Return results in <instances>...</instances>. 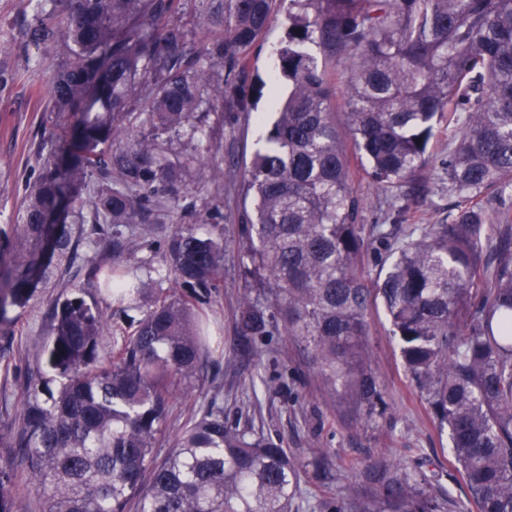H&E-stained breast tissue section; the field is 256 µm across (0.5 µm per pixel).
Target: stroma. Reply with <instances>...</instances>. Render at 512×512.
<instances>
[{
  "label": "stroma",
  "mask_w": 512,
  "mask_h": 512,
  "mask_svg": "<svg viewBox=\"0 0 512 512\" xmlns=\"http://www.w3.org/2000/svg\"><path fill=\"white\" fill-rule=\"evenodd\" d=\"M219 0H176L167 24L183 26L195 47H204L222 35L212 12ZM289 0H276L275 20L248 53L239 82L242 93L256 98L254 106L225 112L223 118L209 116L204 134L190 128L166 135L171 159L191 148L224 171L223 179L207 182L197 171L185 173L184 189L177 201L176 224L155 225L152 233L138 237L136 261H152L163 269L162 254L175 226L224 237V273L208 296L206 326L215 340L203 374L188 388L176 392V412L167 421L166 439L155 448L164 457L171 441L186 421L183 405L202 409L209 403L222 407L230 421L253 433L280 441L288 452L302 460L326 455L332 491L351 494L353 479L348 461H362L385 452L404 459L436 458L442 461L439 482L455 488L456 467L447 453L448 437L429 416L419 392L406 377L399 349L389 336L390 325L383 308L369 317L372 368L383 389L386 410L365 421L356 418L352 406L336 390L324 385L303 345L283 336L269 337L266 344L242 341L235 333L238 299L248 280L244 269L250 260L241 242V218L253 207L244 195L242 181L246 162L264 148L265 136L277 110L276 93H287V81L278 92L269 84L276 74L274 51L280 47L287 26ZM32 18L28 0H0V229L13 223L29 183L36 179L47 153L45 127L51 121L48 86L55 60L29 41ZM262 78V91L252 87ZM431 165L419 194L417 212L406 215L413 223L422 215L424 223L438 224L448 218V182L443 165L448 160V139L439 136L429 148ZM106 242L88 230L73 267L75 285L86 300L97 301L108 314L117 309L111 296L87 284L91 262L111 259ZM55 301L42 294L20 311L11 328L0 327V366L9 365L8 377L0 376V422L20 411L28 379L35 363L34 346L51 335Z\"/></svg>",
  "instance_id": "1"
}]
</instances>
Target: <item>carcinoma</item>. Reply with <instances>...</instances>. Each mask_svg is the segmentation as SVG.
<instances>
[{"label":"carcinoma","instance_id":"obj_1","mask_svg":"<svg viewBox=\"0 0 512 512\" xmlns=\"http://www.w3.org/2000/svg\"><path fill=\"white\" fill-rule=\"evenodd\" d=\"M289 2L277 65L288 96L243 175L255 287L241 293L237 334L262 341L282 329L370 419L384 399L368 315L382 306L406 376L448 430L466 498L435 487L431 461L383 456L352 465V494L325 490L314 512H512V209L498 204L512 185V0ZM173 8L36 2L29 40L60 43L63 57L49 85V158L0 232L1 325L38 290L68 287L74 225H112L118 256L131 247L121 227L176 214L182 172L217 176L195 148L170 162L160 136L247 102L220 71H244L274 0H224V36L201 54L183 28L159 27ZM320 52L355 60L349 133L398 213L410 206L397 191L425 176L432 138L448 134V223L362 224ZM91 185L87 213L80 191ZM367 237L391 258L374 280L362 271ZM164 261L192 293L154 288L144 307V279L115 261L91 266L88 280L121 303L117 321L80 296L55 301L41 353L64 382L30 375L22 410L0 425V512H14L28 485L43 512H290L306 467L329 480L321 458L305 463L214 407L190 410L156 460L173 387L196 380L207 358L196 302L222 278L224 237L177 229Z\"/></svg>","mask_w":512,"mask_h":512}]
</instances>
